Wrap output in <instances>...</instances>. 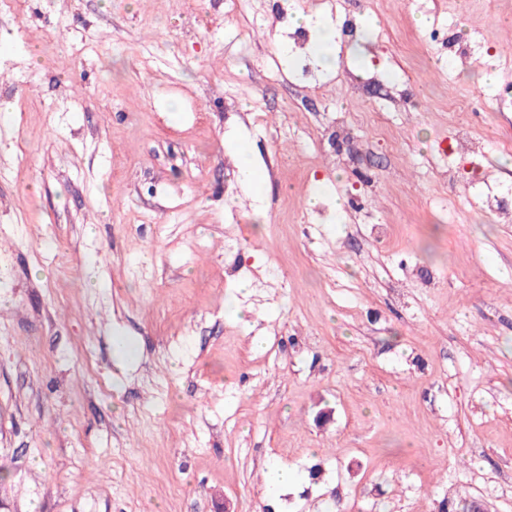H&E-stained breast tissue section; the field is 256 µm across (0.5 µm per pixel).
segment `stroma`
Returning a JSON list of instances; mask_svg holds the SVG:
<instances>
[{
    "instance_id": "35a3bbf8",
    "label": "stroma",
    "mask_w": 512,
    "mask_h": 512,
    "mask_svg": "<svg viewBox=\"0 0 512 512\" xmlns=\"http://www.w3.org/2000/svg\"><path fill=\"white\" fill-rule=\"evenodd\" d=\"M501 196L512 0H0V512H512ZM315 30V38L309 46V51L313 54H325L323 61L324 67L327 69L337 68V55L336 53H328L323 50V44L335 35L334 26L332 23L317 20Z\"/></svg>"
}]
</instances>
